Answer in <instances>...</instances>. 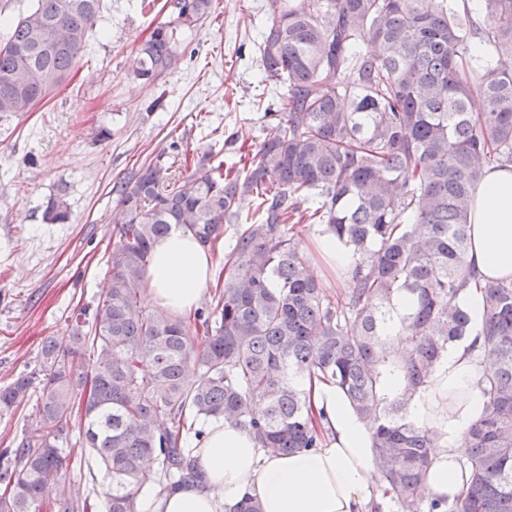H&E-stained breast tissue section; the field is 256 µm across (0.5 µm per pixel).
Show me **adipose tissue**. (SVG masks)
I'll use <instances>...</instances> for the list:
<instances>
[{
	"mask_svg": "<svg viewBox=\"0 0 512 512\" xmlns=\"http://www.w3.org/2000/svg\"><path fill=\"white\" fill-rule=\"evenodd\" d=\"M468 224L467 259L482 282L512 280V165L485 174L473 195ZM214 267L212 255L190 234L173 232L153 249L148 296L173 314H187L197 307ZM461 300L472 316L471 332L449 349L410 406L412 421L443 435L431 453L425 487L431 498L448 501L463 489L464 433L485 411L479 385L482 357L475 347L482 298L470 289ZM302 386L324 432L319 447L277 455L242 429L210 422L197 449L207 489L190 480L175 493L149 495L145 512H232L247 493L261 512H366L384 489L369 428L336 385L307 378ZM452 396L457 399L453 405L448 402Z\"/></svg>",
	"mask_w": 512,
	"mask_h": 512,
	"instance_id": "1",
	"label": "adipose tissue"
}]
</instances>
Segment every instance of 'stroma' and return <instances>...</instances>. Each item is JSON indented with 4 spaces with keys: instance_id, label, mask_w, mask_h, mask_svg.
Returning <instances> with one entry per match:
<instances>
[{
    "instance_id": "1",
    "label": "stroma",
    "mask_w": 512,
    "mask_h": 512,
    "mask_svg": "<svg viewBox=\"0 0 512 512\" xmlns=\"http://www.w3.org/2000/svg\"><path fill=\"white\" fill-rule=\"evenodd\" d=\"M262 4L213 0L205 20L177 32V63L145 83L131 67L167 21L165 0H105L70 78L31 111L0 113V386L94 309L116 240L111 188L124 172L161 152L228 164L230 135L261 141L275 104L255 55ZM60 194L70 219L46 223Z\"/></svg>"
}]
</instances>
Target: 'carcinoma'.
Here are the masks:
<instances>
[{
	"label": "carcinoma",
	"instance_id": "carcinoma-1",
	"mask_svg": "<svg viewBox=\"0 0 512 512\" xmlns=\"http://www.w3.org/2000/svg\"><path fill=\"white\" fill-rule=\"evenodd\" d=\"M212 0H171L132 64L154 81L177 61L176 32ZM478 24L458 0H267L262 81L285 91L252 148L224 142L187 174L160 153L112 185L117 240L90 329L47 339L39 368L0 387V412L33 403L35 427L0 452V512H141L142 496L203 480L196 455L212 420L264 449L319 446L301 387L328 380L371 431L384 495L422 512L438 432L408 417L412 398L471 331L460 303L481 291L484 415L464 434L468 479L429 512H512V281L483 284L467 264L468 214L486 171L512 164V0H484ZM103 0H35L0 26V113L28 112L72 72ZM481 43V72L468 53ZM253 201L242 216L240 202ZM62 196L45 210L69 221ZM320 224L351 253L332 293L287 224ZM191 233L211 250L230 235L211 301L185 318L141 304L155 244ZM95 358L81 370L85 354ZM403 374L399 393L385 373ZM112 493L65 485L68 441Z\"/></svg>",
	"mask_w": 512,
	"mask_h": 512
}]
</instances>
